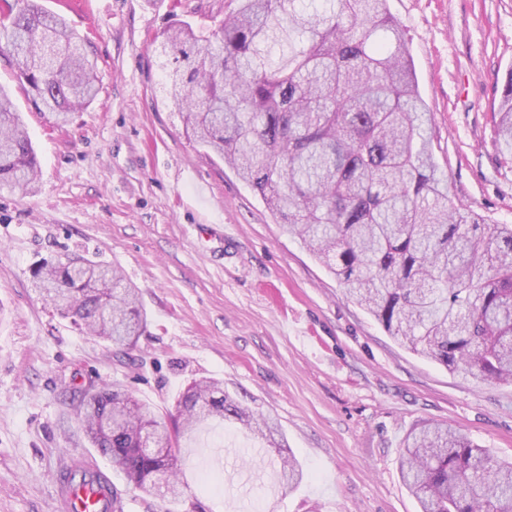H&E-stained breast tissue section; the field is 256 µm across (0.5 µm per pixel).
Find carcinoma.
<instances>
[{
    "mask_svg": "<svg viewBox=\"0 0 512 512\" xmlns=\"http://www.w3.org/2000/svg\"><path fill=\"white\" fill-rule=\"evenodd\" d=\"M164 53L165 96L189 140L235 169L388 336L482 383L512 384V224L465 209L438 172L428 108L387 0H239L216 29L172 27ZM0 58L58 124L97 94L95 63L75 32L36 0H0ZM494 141L512 154V77ZM37 175L24 122L0 87V189L24 192ZM33 283L119 359L145 333L138 293L107 265L46 261ZM78 397L87 436L127 489L171 486L166 512H207L176 477L179 438L209 420L265 441L282 488L303 480L275 424L215 380L191 382L170 422L116 383ZM403 448L401 478L421 512H512V462L459 430L427 424Z\"/></svg>",
    "mask_w": 512,
    "mask_h": 512,
    "instance_id": "cac0c4a2",
    "label": "carcinoma"
}]
</instances>
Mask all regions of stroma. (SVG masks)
Segmentation results:
<instances>
[{
	"instance_id": "35a3bbf8",
	"label": "stroma",
	"mask_w": 512,
	"mask_h": 512,
	"mask_svg": "<svg viewBox=\"0 0 512 512\" xmlns=\"http://www.w3.org/2000/svg\"><path fill=\"white\" fill-rule=\"evenodd\" d=\"M94 59L99 91L70 123L37 111L8 64L0 85L39 165L32 192L0 190V512H52L62 466L101 467L78 387L117 383L162 417L211 377L274 420L306 477L290 492L258 440L208 422L180 442L181 479L209 512H418L402 441L445 423L512 460V385L476 383L411 352L219 158L190 143L165 100L176 22L213 25L238 0H40ZM431 112L440 172L465 208L512 224V157L493 114L512 74V0H388ZM82 256L137 288L148 326L129 363L32 290L42 259Z\"/></svg>"
}]
</instances>
